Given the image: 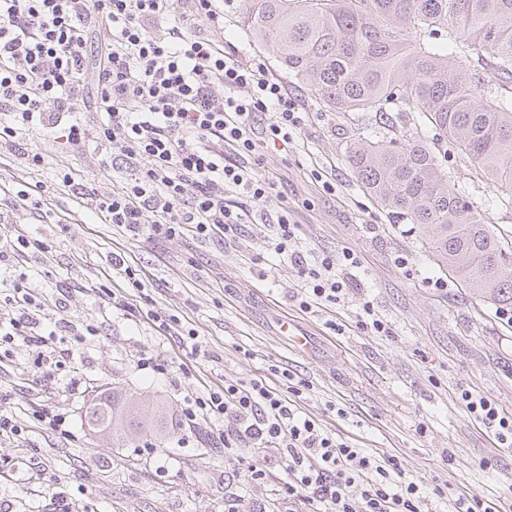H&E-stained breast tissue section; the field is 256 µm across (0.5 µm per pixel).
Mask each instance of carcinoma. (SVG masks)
Instances as JSON below:
<instances>
[{"instance_id": "1", "label": "carcinoma", "mask_w": 512, "mask_h": 512, "mask_svg": "<svg viewBox=\"0 0 512 512\" xmlns=\"http://www.w3.org/2000/svg\"><path fill=\"white\" fill-rule=\"evenodd\" d=\"M248 36L329 112L395 113L350 139L374 203L470 293L512 309V243L437 160L449 144L512 198V0H242ZM87 424L164 431L163 405L104 392Z\"/></svg>"}]
</instances>
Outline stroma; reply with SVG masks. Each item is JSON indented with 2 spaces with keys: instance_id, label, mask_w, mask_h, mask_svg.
<instances>
[{
  "instance_id": "1",
  "label": "stroma",
  "mask_w": 512,
  "mask_h": 512,
  "mask_svg": "<svg viewBox=\"0 0 512 512\" xmlns=\"http://www.w3.org/2000/svg\"><path fill=\"white\" fill-rule=\"evenodd\" d=\"M267 74L300 96L311 118L288 152L266 155V169L287 178L288 203L298 225L300 249L356 251L363 259L366 289L350 293L336 307L343 335H331L321 316L299 313L291 296L302 277L297 268L267 250L266 228H254L239 242L219 244L189 236L143 239L129 246L153 285L154 308L183 313L200 341L219 354L209 381L247 380L271 368L290 369L307 387L304 410L324 428L359 448L398 456L426 491L447 488L486 503L512 506V451L476 423L459 403L462 390L495 400L512 414V326L501 310L450 280L410 225L396 222L363 192L344 160L345 143L368 113L327 112L273 58ZM28 149L45 163L0 153V221L42 237L51 247L52 271L72 289L70 314L102 324L85 351L77 383L34 382L27 348L0 362V414L25 432L0 439V512H224L228 501L243 512H303L302 502L277 494L284 477L274 468L278 449L253 450L256 464H269L265 479L251 481L245 466L214 449L205 434L178 428L165 439L146 433L129 442L91 430L86 406L103 391L130 389L158 399L175 417L185 391L178 343L152 337L147 323L110 311L96 287L109 268L112 227L98 223L89 204L62 184L63 175L112 187L102 176L103 155L94 141L70 148L53 135L36 132ZM456 184L466 188L491 224L512 239V202L483 172L449 152L445 161ZM335 176L328 191L310 177L314 167ZM41 186L55 212L67 222H38L15 203L13 191ZM377 225L370 233L369 225ZM405 264H398V257ZM446 280L433 288L428 278ZM389 329L388 335L359 327L364 301ZM292 318L304 346L284 331ZM160 350L168 376L132 367L146 349ZM56 407L69 417L63 440L35 421L31 407ZM160 441L157 458L143 454L144 441Z\"/></svg>"
}]
</instances>
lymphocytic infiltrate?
<instances>
[{"label": "lymphocytic infiltrate", "mask_w": 512, "mask_h": 512, "mask_svg": "<svg viewBox=\"0 0 512 512\" xmlns=\"http://www.w3.org/2000/svg\"><path fill=\"white\" fill-rule=\"evenodd\" d=\"M224 0H187L171 22V0H0V149L34 164L27 139L54 131L63 143L94 138L104 150L112 189L90 191L102 223L136 240L191 235L237 241L249 224L272 227L269 250L297 266L303 281L302 313H320L363 286V261L294 247L296 223L282 179L261 164L272 149L287 150L309 119L298 96L266 74L262 59L240 60L224 49ZM215 33L200 35L199 20ZM96 83L86 89L87 70ZM102 122L88 132L80 114L87 104ZM48 245L18 230L0 250V285L10 288L0 315V346L30 348L34 379L79 372L89 337L99 326L76 325L70 291L45 294L29 280L28 264L46 258ZM112 273L136 292L116 298L127 316L149 321L156 335L178 338L185 378L198 377L208 350L186 316L149 309L148 285L123 249L112 253ZM57 320L41 325L44 308ZM301 391L290 370L278 380L258 376L216 387L187 389L180 425H206L213 443L236 448H276L286 475L281 493L306 512H426L429 496L407 478L394 455H374L337 439L302 411ZM467 412L503 447H512V415L490 398L462 391Z\"/></svg>", "instance_id": "1"}]
</instances>
